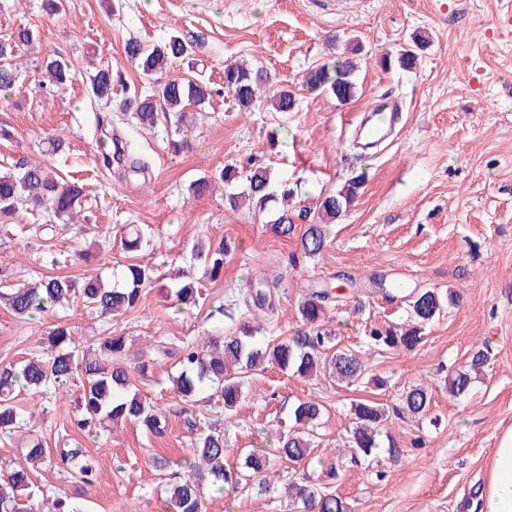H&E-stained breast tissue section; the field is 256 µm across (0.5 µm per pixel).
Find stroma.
Wrapping results in <instances>:
<instances>
[{
	"label": "stroma",
	"mask_w": 512,
	"mask_h": 512,
	"mask_svg": "<svg viewBox=\"0 0 512 512\" xmlns=\"http://www.w3.org/2000/svg\"><path fill=\"white\" fill-rule=\"evenodd\" d=\"M511 7L512 0H64L62 13L53 16L43 0H0V38L21 24L34 32L16 88L0 95V125L12 132L0 140V165L41 163L83 191L76 224L54 237L39 232L48 218L36 210L19 209L0 225V264L22 282L93 274L108 282L113 268L134 259L121 246L122 225L138 224L153 249L142 262L156 264L164 276L189 272L201 292L197 307L179 310L150 288L138 307L109 321L79 305L21 319L0 303V361L38 353L60 324L93 349L106 333L125 337L131 365L156 341L174 346L224 335L238 321L218 307L234 299L250 275L277 282L278 313L267 333L286 337L302 326L298 307L309 289L352 274L358 290L342 291L327 319L339 348L355 351L364 349L370 328L407 316L404 302L370 292L373 276L453 296L420 346L369 354V373L386 381L381 388L365 383L349 391L324 376L302 378L271 366L250 373L228 414L205 393L186 405L175 399L167 359L137 379L146 399L166 411V434L127 425L100 440L77 428L70 403L23 392L20 402L34 415L22 437L41 436L51 450L61 440L77 441L96 459L97 479L81 496L85 512H163L172 465L193 456L182 408L223 427L227 461L235 464L256 448L272 452L278 436L294 426V406L308 399L324 407L313 455L336 456L339 475L330 488L351 512H466L477 501L492 452L512 429V36L497 26ZM175 31L193 37V56L212 89L209 104L193 116L189 148L178 154L169 150L163 128L143 127L117 106L148 85L126 63V42L150 45ZM415 32L429 37L416 68H384L381 57L395 55ZM332 36L333 46L327 43ZM353 36L364 48L354 98L341 103L307 88L304 72ZM53 56L71 60L81 75L49 91L40 78ZM242 61L270 73L269 91L291 90L296 110L277 112L261 101L239 111L224 90V68ZM93 62L119 77L113 106L88 96L82 72ZM381 95L397 101L398 119L376 155L362 158L351 145L349 122ZM49 135L64 140L67 159L45 154ZM125 142L148 159L145 174L130 173L117 158ZM250 159L297 186V207L363 176L357 199L333 224L319 256L289 266L286 256L298 241L275 235L264 214L227 208L220 186L192 195L194 180ZM223 238L238 250L219 278L206 277L192 247ZM478 348L488 356L483 372L467 394L450 396L448 373L464 367ZM422 382L432 390L430 419L390 424L406 450L403 459L395 463L382 452L354 462L344 446L354 422L351 401L390 405L404 388ZM306 475L318 477L317 466L281 463L265 493L227 499L205 487L207 512H295L285 489Z\"/></svg>",
	"instance_id": "35a3bbf8"
}]
</instances>
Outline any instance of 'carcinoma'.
<instances>
[{
    "label": "carcinoma",
    "mask_w": 512,
    "mask_h": 512,
    "mask_svg": "<svg viewBox=\"0 0 512 512\" xmlns=\"http://www.w3.org/2000/svg\"><path fill=\"white\" fill-rule=\"evenodd\" d=\"M426 36L412 39L413 47L402 50L396 60L387 57L383 66L395 63L401 69H413L417 65L415 48L425 42ZM32 41L28 28H18L4 40H0V91L9 93L16 86L21 58L19 50ZM192 45L181 35L152 46L138 41L126 43L124 51L128 61L134 63L145 76L153 78L165 71L174 61L183 60L191 54ZM361 53L360 45L350 43L343 55L331 62L308 70L304 82L314 90L331 93L337 101L348 102L356 93L354 73L357 69L355 56ZM42 85L56 87L76 78V67L65 59L46 62ZM268 83L267 73L261 68L245 64H229L224 67V90L232 96L241 110L248 111L257 101L261 88ZM89 89L99 102H112V70L100 66L89 75ZM211 92L201 78L168 79L157 81L153 88L143 94H133L120 102V107L133 112L138 123L144 127H155L163 121L174 127V136L169 147L178 153L187 146L183 132L186 128L187 109L203 107ZM295 94L281 89L273 96V107L278 112H292L296 108ZM224 182L228 188L225 203L232 209L243 200L252 203L260 213L269 211L270 203L280 198L284 201L293 195L286 183L273 187L270 169L250 164L245 171L235 167H224L213 176L202 177L192 185V192L203 194L212 180ZM363 184V176L352 177L334 194L320 197L317 217L311 210L302 208L297 214L287 209L278 211L270 220L274 231L282 237L293 234L295 223H305L298 255L315 257L323 251L330 235L329 225L352 206ZM82 190L75 184H64L49 175L45 168L31 163L18 166L15 171L0 174V218L12 216L19 207L45 209L56 218L72 219L81 208ZM124 248L137 252L147 245L136 228H131L122 239ZM237 250L232 240L220 239L199 243L193 247L194 258L203 265V270L215 279L224 272V264ZM373 286L391 300H400L407 305L408 318L404 326L386 330L372 328L367 334V346L384 350H412L424 338L425 331L445 309L443 294L432 288H400L396 281L384 276L373 280ZM159 288L166 297L174 300L177 307L198 304L197 289L186 275L177 277L172 284L160 283L155 268L139 263L122 266L119 282L108 285L96 275L85 277L82 286L66 276H44L34 284L12 280L9 268L0 266V299L16 316L34 319L57 308L76 303L94 310L107 318L115 313L135 308L147 288ZM333 287L312 288L299 305L303 328L293 336L272 342L255 336V327L250 317L258 313L273 315L276 299L273 286L264 278H250L239 292L236 308L241 310L240 323L235 331L224 336H207L201 342L194 339L184 341L178 348L159 344L156 353L168 358L176 355L178 365L172 376L174 397L189 401L205 390H214V395L224 402V409L232 411L240 402L245 385V374L266 363L277 366L284 372L308 376L322 368L343 387L363 384V380L381 386L384 381L377 377H366L362 358L353 351L340 350L332 332L324 322L328 305L333 302ZM126 342L122 336L105 337L101 354L90 355L82 342L76 340L66 326L53 329L47 338L43 352L34 354L17 365L0 362V440H12L17 429L27 425L26 411L17 401L18 393L32 390L48 397L57 398L78 386L80 415L77 427L93 439L112 434V426L134 423L146 432L161 436L167 419L135 387L132 375L120 361L124 356ZM486 365L483 350H475L468 365L448 375V390L457 397L466 393L473 376L482 372ZM432 393L429 387L418 384L405 391L400 402L390 408L372 400L358 399L351 402L354 426L347 435L346 444L356 455L364 458L379 453L381 438H386L389 457L396 461L403 455L390 433H382L390 415L409 416L419 420L430 411ZM295 429L277 439L275 453L255 450L244 457V466L259 476L256 489L266 492L269 485L261 474L271 465V458L286 460L293 464L307 465L312 456V431L322 416V405L314 400L298 403L293 411ZM194 438L193 459L181 464V471L166 489L165 512H207L202 481L228 496L248 488L242 484L241 473L225 464L227 449L224 448V433L215 426L199 428L197 422L187 420ZM48 467H63L69 470L76 481L91 485L96 480L94 460L87 450L64 442L56 452H48L38 437L30 438L18 448L17 457L0 464V512H43L39 506L36 485L32 474ZM289 498L302 512H349V506L337 494L323 490L317 484H293Z\"/></svg>",
    "instance_id": "cac0c4a2"
}]
</instances>
